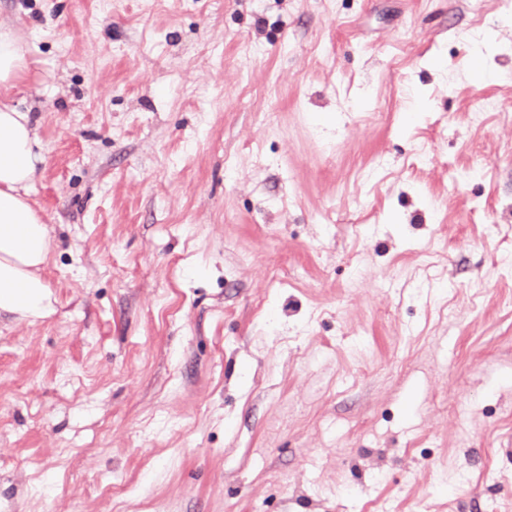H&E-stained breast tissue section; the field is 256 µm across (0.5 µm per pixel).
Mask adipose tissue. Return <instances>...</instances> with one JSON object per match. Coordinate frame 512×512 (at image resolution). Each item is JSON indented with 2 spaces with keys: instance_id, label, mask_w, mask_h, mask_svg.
<instances>
[{
  "instance_id": "obj_1",
  "label": "adipose tissue",
  "mask_w": 512,
  "mask_h": 512,
  "mask_svg": "<svg viewBox=\"0 0 512 512\" xmlns=\"http://www.w3.org/2000/svg\"><path fill=\"white\" fill-rule=\"evenodd\" d=\"M43 147L26 113L0 103V311L43 318L50 293L40 275L51 237L29 191Z\"/></svg>"
}]
</instances>
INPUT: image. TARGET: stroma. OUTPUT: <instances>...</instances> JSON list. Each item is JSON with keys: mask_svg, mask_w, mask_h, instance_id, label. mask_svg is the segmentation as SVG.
Wrapping results in <instances>:
<instances>
[{"mask_svg": "<svg viewBox=\"0 0 512 512\" xmlns=\"http://www.w3.org/2000/svg\"><path fill=\"white\" fill-rule=\"evenodd\" d=\"M506 8L0 0L54 308L0 512H512Z\"/></svg>", "mask_w": 512, "mask_h": 512, "instance_id": "stroma-1", "label": "stroma"}]
</instances>
